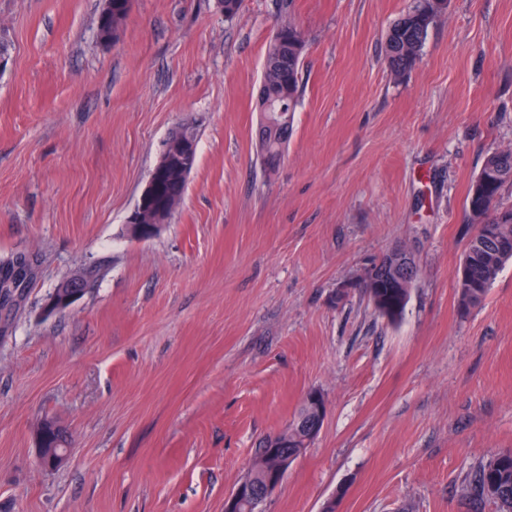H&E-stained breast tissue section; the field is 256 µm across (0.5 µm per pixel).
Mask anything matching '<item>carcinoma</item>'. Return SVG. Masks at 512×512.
<instances>
[{
	"label": "carcinoma",
	"instance_id": "carcinoma-1",
	"mask_svg": "<svg viewBox=\"0 0 512 512\" xmlns=\"http://www.w3.org/2000/svg\"><path fill=\"white\" fill-rule=\"evenodd\" d=\"M443 5L437 0H416L414 7L402 15L391 27L386 40V61L391 73L402 77L410 72L419 59V53L427 39L429 29L442 14ZM306 51V40L300 28L291 22L282 24L273 36L266 60L274 62L266 74L265 86L272 99L285 105L289 115H294L299 95V68ZM286 139L267 138L258 144L260 154L274 160L283 154ZM482 172L492 181L483 184L475 180L467 198L474 193L486 194L496 199V207L503 211L502 221L495 224L490 234L474 235L469 241L464 257L470 260V271L475 288H466L459 293V305L468 309L482 302L498 272L486 274V259L497 254L498 244L503 239L512 240V206L501 202L502 190L512 182V150L495 152L484 161ZM29 263L25 260L7 261L0 265V291L9 293L10 288H19L16 277L27 279ZM386 300L375 307L379 316L394 323L405 309L409 296H399L395 289H384ZM469 500L478 505L484 501L496 504L498 512L512 508V450L496 453L481 463L469 482Z\"/></svg>",
	"mask_w": 512,
	"mask_h": 512
}]
</instances>
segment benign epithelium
<instances>
[{
  "instance_id": "benign-epithelium-1",
  "label": "benign epithelium",
  "mask_w": 512,
  "mask_h": 512,
  "mask_svg": "<svg viewBox=\"0 0 512 512\" xmlns=\"http://www.w3.org/2000/svg\"><path fill=\"white\" fill-rule=\"evenodd\" d=\"M194 147L188 145L182 138L181 129L173 128L163 142L160 161L149 174L145 187L139 199L126 219L129 235L135 240H145L153 236L165 222L163 217H148V207L155 184L161 173L168 167L173 157L180 160V184L187 187L188 179L194 168L192 151ZM419 263L414 251L405 246L397 245L383 254L374 264L365 269L355 280L336 289V296L347 297L350 290L368 285L370 288L380 287L379 274L391 275L390 284L395 288L409 290L413 288L419 275ZM88 289L86 278L82 272L71 273L63 279L59 290L53 292L47 299L45 310L52 314L68 309L76 303ZM317 410L314 420L302 428H297L301 438L306 440L316 436L320 430L324 414L325 401L318 394L311 395ZM288 441L273 442L256 456L251 465V472L247 473L237 484L232 493L226 498L224 512H238L240 503L247 499L253 512H263L262 505L266 499L278 488L294 461L303 452L297 448L287 451ZM67 449L60 448L54 452H47L42 445V438H37V454L40 465L45 469H53L64 463ZM259 470L264 479L256 481L253 471Z\"/></svg>"
}]
</instances>
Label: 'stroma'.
Instances as JSON below:
<instances>
[{
	"label": "stroma",
	"instance_id": "obj_1",
	"mask_svg": "<svg viewBox=\"0 0 512 512\" xmlns=\"http://www.w3.org/2000/svg\"><path fill=\"white\" fill-rule=\"evenodd\" d=\"M413 0H0V512H224L257 441L321 393L323 426L264 512H472L512 450V262L461 309L469 189L512 147V0H448L415 67L386 35ZM301 96L275 173L256 98L284 20ZM195 123L185 197L153 237L125 221L174 127ZM420 275L389 323L352 281L393 246ZM88 264L71 308L48 295ZM51 419L68 456L41 469ZM127 0H112V17H113V28L111 29L109 26L104 25L103 23L97 24V33L98 37L101 41L108 42L111 39H114L117 35L118 30L123 25L129 9L126 7ZM122 16L117 18V14H121ZM116 19L119 22V26L116 28L114 26V22ZM29 263L22 258L20 260L16 259L15 261H6L4 264L0 266V291L5 294H8L11 289L10 288H19V286L26 281L28 271H29ZM21 276V283L15 284L14 287L12 285L16 281V277ZM467 497L474 505L491 501L499 512H512V450L496 453L478 466Z\"/></svg>",
	"mask_w": 512,
	"mask_h": 512
}]
</instances>
